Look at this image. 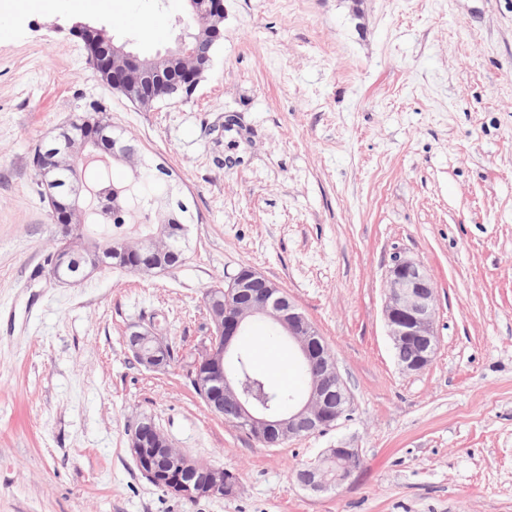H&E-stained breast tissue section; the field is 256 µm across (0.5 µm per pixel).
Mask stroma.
<instances>
[{
	"label": "stroma",
	"mask_w": 512,
	"mask_h": 512,
	"mask_svg": "<svg viewBox=\"0 0 512 512\" xmlns=\"http://www.w3.org/2000/svg\"><path fill=\"white\" fill-rule=\"evenodd\" d=\"M90 2L0 18V512H512V0H224L210 69L149 108L104 84L71 28L113 24L150 56L186 27L183 0ZM95 103L168 170L185 260L61 285L32 153ZM398 254L436 287L437 352L411 374L383 315ZM244 263L316 327L350 420L268 447L195 393L206 294ZM153 323L177 351L159 370L125 343ZM143 416L237 493L152 484L130 449ZM337 446L360 451L349 482L291 478Z\"/></svg>",
	"instance_id": "35a3bbf8"
}]
</instances>
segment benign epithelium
Wrapping results in <instances>:
<instances>
[{"label":"benign epithelium","instance_id":"1","mask_svg":"<svg viewBox=\"0 0 512 512\" xmlns=\"http://www.w3.org/2000/svg\"><path fill=\"white\" fill-rule=\"evenodd\" d=\"M186 2L190 19L206 38L202 45L191 43L194 34L189 32L178 38L175 47L146 58L125 50L124 43L115 44L104 25L80 22L72 26V32L93 45L100 70L111 75L112 87L122 90L131 102L160 89L171 96L197 85L223 36L215 19L224 16V0ZM104 129L100 118L86 116L78 126L58 130L48 144L39 146L40 184L46 190L60 242L49 276L58 283L76 284L112 264L135 272L166 270L173 241L185 237L182 212L168 199L161 200L155 209L156 234L134 246L125 243L112 248L82 234L86 194L78 174L86 157L107 138ZM137 155L138 151L123 139L112 137V158L133 164ZM63 174L74 182V190L66 195L55 192ZM386 288L384 321L392 347L396 351L403 346L409 348V354L397 363L404 372L421 371L430 365L437 351L433 281L420 263L398 256L386 275ZM207 307L212 324L209 344L194 361L190 374L197 395L212 413L220 417L229 414L231 423L267 446H277L287 437L322 432L346 415L350 394L334 358L314 325L278 284L243 265L228 288L210 291ZM255 317L276 324L310 373L309 388L280 415L253 401L229 371L240 353L246 328ZM126 345L135 361L149 370L169 365L170 348L151 327L130 332ZM131 452L154 485L180 498L231 496L237 489L233 473L202 465L173 448L149 417L135 423ZM359 464L358 449L331 448L302 470L298 484L323 492L350 481Z\"/></svg>","mask_w":512,"mask_h":512}]
</instances>
